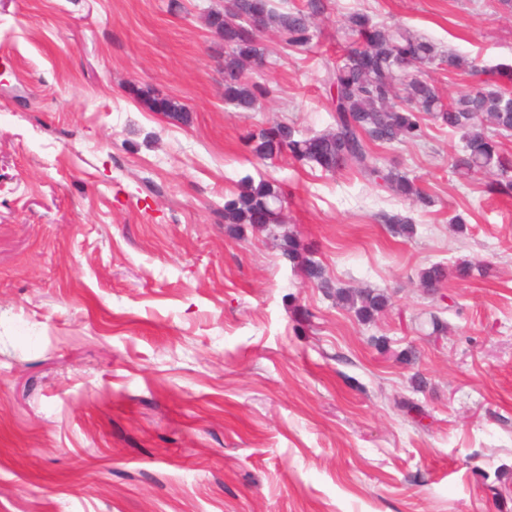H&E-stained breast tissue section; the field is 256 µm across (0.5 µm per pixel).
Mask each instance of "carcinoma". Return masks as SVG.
Instances as JSON below:
<instances>
[{
  "mask_svg": "<svg viewBox=\"0 0 512 512\" xmlns=\"http://www.w3.org/2000/svg\"><path fill=\"white\" fill-rule=\"evenodd\" d=\"M328 9L326 0H303V5L285 10L274 0H228L221 10L207 15V25L224 41V102L249 112L269 94L265 85L252 81L247 73L264 63L266 52L258 30L250 23L257 17L265 29L296 50H305L315 38V21ZM344 26L356 37L355 46L326 68L325 83L334 112V126L321 133L296 137L294 127L277 122L246 139L260 159L271 160L288 153L306 160L328 173L353 170L372 183L383 186L423 208L429 196L414 180L377 166L369 144H393L422 136L424 117L429 116L463 133L465 146L455 161L463 176L484 173L496 177L504 192L512 191V164L502 155L497 135L512 134V92L503 82H512V70L489 69L476 61L465 62L400 25L374 24L368 15L354 12L345 17ZM448 68H464L476 77L475 88L459 97L441 94L436 84L409 72L435 61ZM148 106L161 105L187 119L179 103L152 95ZM495 130L484 132L483 122ZM283 191L269 181L256 182L246 176L238 191L224 200L226 224H277ZM284 255L301 261L307 279L319 288L328 287L325 269L304 258L292 237L285 243ZM448 276L447 267L436 264L421 276L424 288L438 287ZM339 299L357 314L368 318L386 305L384 295L372 290L338 292Z\"/></svg>",
  "mask_w": 512,
  "mask_h": 512,
  "instance_id": "obj_1",
  "label": "carcinoma"
}]
</instances>
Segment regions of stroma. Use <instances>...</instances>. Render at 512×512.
Instances as JSON below:
<instances>
[{
    "label": "stroma",
    "instance_id": "obj_1",
    "mask_svg": "<svg viewBox=\"0 0 512 512\" xmlns=\"http://www.w3.org/2000/svg\"><path fill=\"white\" fill-rule=\"evenodd\" d=\"M221 6L0 0V512H512V193L455 174L464 141L434 122L372 149L426 209L243 140L332 125L350 13L512 66V9L328 0L309 50L264 35L269 94L242 112L204 20ZM247 176L286 190L284 223L229 231ZM290 234L329 287L283 255ZM340 288L388 305L360 321Z\"/></svg>",
    "mask_w": 512,
    "mask_h": 512
}]
</instances>
